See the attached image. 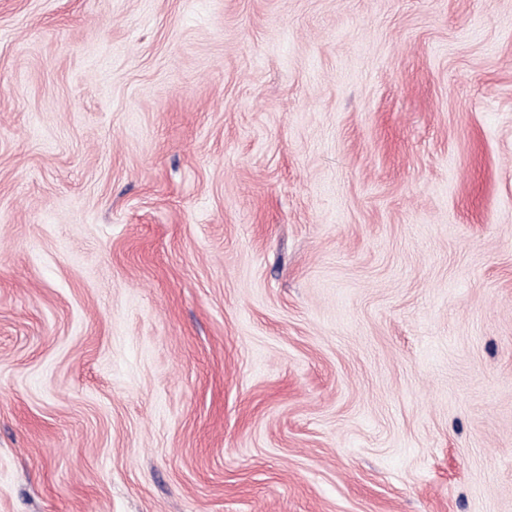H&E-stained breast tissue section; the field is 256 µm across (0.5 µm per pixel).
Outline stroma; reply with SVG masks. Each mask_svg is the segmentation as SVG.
Here are the masks:
<instances>
[{"mask_svg":"<svg viewBox=\"0 0 512 512\" xmlns=\"http://www.w3.org/2000/svg\"><path fill=\"white\" fill-rule=\"evenodd\" d=\"M0 512H512V0H0Z\"/></svg>","mask_w":512,"mask_h":512,"instance_id":"1","label":"stroma"}]
</instances>
